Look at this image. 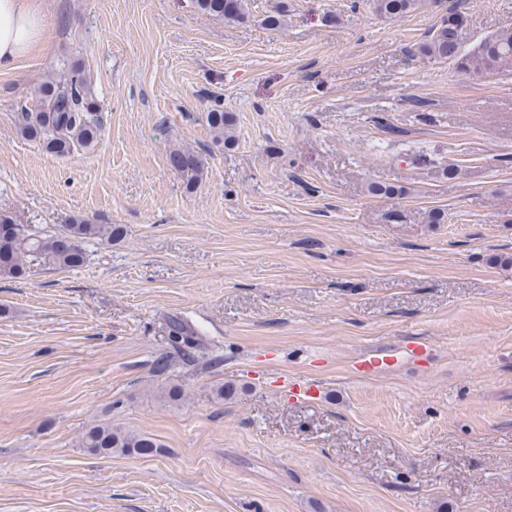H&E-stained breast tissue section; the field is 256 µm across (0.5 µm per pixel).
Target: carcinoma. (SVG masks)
<instances>
[{
    "mask_svg": "<svg viewBox=\"0 0 512 512\" xmlns=\"http://www.w3.org/2000/svg\"><path fill=\"white\" fill-rule=\"evenodd\" d=\"M421 5V0H372L374 12L386 19L401 18ZM199 11L235 22L245 19L246 0H196ZM462 13L450 10L417 53L438 60H450L460 72L488 75L512 71V28L503 29L482 39L473 49H460ZM34 108L18 115L21 136L39 142L52 156H65L95 142L102 129L81 69L72 67L60 77H50L33 90ZM206 122L214 136L230 145L235 139L234 120L230 113L213 108L206 112ZM170 168L189 180L203 170V161L195 152L174 148L168 153ZM0 277L21 279L29 267L44 256L51 257L61 268L84 265L83 242L93 238L109 242L120 239L123 229L116 224H96L82 216L57 233L32 231L6 212H0ZM171 341L185 355L198 346V336L190 328L175 323ZM79 446L104 455H151L158 447L155 439L124 431L119 426L92 425L81 435Z\"/></svg>",
    "mask_w": 512,
    "mask_h": 512,
    "instance_id": "obj_1",
    "label": "carcinoma"
}]
</instances>
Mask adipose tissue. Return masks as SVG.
<instances>
[{"label": "adipose tissue", "mask_w": 512, "mask_h": 512, "mask_svg": "<svg viewBox=\"0 0 512 512\" xmlns=\"http://www.w3.org/2000/svg\"><path fill=\"white\" fill-rule=\"evenodd\" d=\"M43 32V19L33 0H0V71L14 68Z\"/></svg>", "instance_id": "ef3b65f1"}]
</instances>
